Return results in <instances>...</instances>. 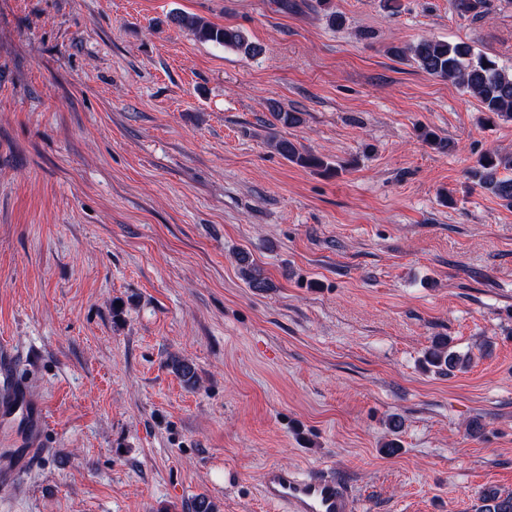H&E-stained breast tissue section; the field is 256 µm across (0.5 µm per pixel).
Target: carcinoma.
<instances>
[{
  "instance_id": "1",
  "label": "carcinoma",
  "mask_w": 512,
  "mask_h": 512,
  "mask_svg": "<svg viewBox=\"0 0 512 512\" xmlns=\"http://www.w3.org/2000/svg\"><path fill=\"white\" fill-rule=\"evenodd\" d=\"M487 2L451 0L458 15L474 19L486 14ZM173 22L201 42L232 48L247 57H255L262 52V47L249 41L239 29L219 27L201 17L186 14L174 15ZM393 53L398 57H410L423 72L448 79L469 92L481 104L483 123L512 122V70L499 65L494 59L474 51L465 43L451 44L432 39H422L405 48L396 47ZM272 116L284 128H292L301 123L300 113L280 107L272 110ZM270 146L299 167L332 170L331 164L324 158L300 149L283 135L272 136ZM501 169L512 171V154L487 151L477 159L470 170V176L478 186L500 199L504 205L512 207V177H499ZM239 265L250 288L261 292L271 287L250 253L240 254ZM468 363L469 356L457 351L447 336L434 337L422 357L425 368L450 375L465 369ZM171 368L187 387H196L198 378L192 364L174 359ZM479 512H512V496H503L489 488L481 496Z\"/></svg>"
}]
</instances>
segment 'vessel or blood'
<instances>
[{"instance_id":"vessel-or-blood-1","label":"vessel or blood","mask_w":512,"mask_h":512,"mask_svg":"<svg viewBox=\"0 0 512 512\" xmlns=\"http://www.w3.org/2000/svg\"><path fill=\"white\" fill-rule=\"evenodd\" d=\"M22 414L30 433H37L40 418L17 390L0 391V419ZM263 498L284 506L287 512H354L352 495L335 478L325 475L302 477L278 466L268 467L262 477Z\"/></svg>"}]
</instances>
